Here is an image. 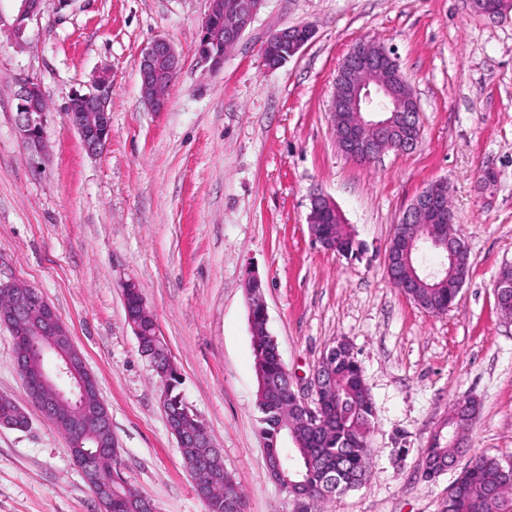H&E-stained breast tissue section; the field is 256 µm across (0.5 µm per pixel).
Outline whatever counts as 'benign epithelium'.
Returning a JSON list of instances; mask_svg holds the SVG:
<instances>
[{"mask_svg": "<svg viewBox=\"0 0 512 512\" xmlns=\"http://www.w3.org/2000/svg\"><path fill=\"white\" fill-rule=\"evenodd\" d=\"M208 10L196 47L198 63L210 71L224 65V54L234 47L252 25L262 0H207ZM41 0H0V32H7L14 45L23 47L29 23L39 14ZM314 35L306 25L271 31L261 50L263 66L275 70L283 62L275 60L273 44L288 46V55H295ZM182 69V56L165 38L153 40L142 52L139 63L141 95L154 112L166 111L167 90ZM112 80L102 75L94 88L70 99L65 113L77 130L85 149L96 154L103 150L111 137L109 110ZM16 132L24 149L33 156L44 154L43 130L47 115L42 111L43 94L30 80L18 82ZM331 115L350 114L353 121L336 128L339 150L357 163L366 165L388 150L408 153L418 146L421 134L414 132L419 109L412 88L405 83L397 58L381 45L369 42L356 44L338 67ZM448 195L445 183L424 188L404 212L399 222L400 237L405 239L400 251L387 252L386 273L396 283L395 270L409 257V251L419 247L439 250L453 264L469 251V244L448 231V211L442 201ZM336 213V204L317 193L310 199L309 226L313 239L332 252L335 247L321 233L320 217ZM424 223L430 231L427 237L407 233V225ZM135 336L147 335L146 327L154 329L156 341L138 349L150 366L161 374H169L176 365L160 335L157 322L147 312L128 318ZM0 325L7 326L14 337L23 341L14 353V362L25 379L36 374L34 403L45 420L56 430L70 434L77 444L70 445L74 465L92 489L101 512H109L112 481L117 479L112 460L120 455L112 435V414L99 395L96 378L88 369L85 358L75 346L68 326L54 308L33 286L18 282H0ZM53 357L50 369L33 371L42 353ZM328 365L321 361L313 370L310 387L312 400L288 388V409L300 421L312 428L323 425V391L327 388ZM170 393L163 391L160 403L167 426L181 448H208L210 452L196 458L190 474L198 496L209 502L216 493L213 476L224 467L223 456L215 447L203 424L185 426L180 414L168 409Z\"/></svg>", "mask_w": 512, "mask_h": 512, "instance_id": "benign-epithelium-1", "label": "benign epithelium"}]
</instances>
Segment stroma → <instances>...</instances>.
<instances>
[{
    "instance_id": "stroma-1",
    "label": "stroma",
    "mask_w": 512,
    "mask_h": 512,
    "mask_svg": "<svg viewBox=\"0 0 512 512\" xmlns=\"http://www.w3.org/2000/svg\"><path fill=\"white\" fill-rule=\"evenodd\" d=\"M206 0H42L25 48L0 34V281L35 286L69 327L112 414L121 471L158 512H206L160 406L161 384L127 322L136 280L179 368L185 400L209 430L247 512H301L270 476L256 410L249 300L255 272L267 330L295 386L347 339L373 396L364 483L319 512H443L447 470L425 478L423 450L453 403L475 397L470 453L512 460V316L494 285L512 265V11L470 0H263L211 72L195 48ZM313 38L280 68L261 63L270 31ZM171 41L183 68L169 107L150 111L142 48ZM372 41L393 50L420 109L416 150L369 165L336 146L329 115L339 64ZM112 75V131L89 154L65 106ZM38 83L47 152L33 163L15 131L17 78ZM494 169L493 185L480 183ZM444 180L471 274L431 314L385 272L393 228ZM332 198L356 241L348 260L312 241L310 197ZM0 393L28 416L0 427V512H99L66 437L31 401L0 325Z\"/></svg>"
}]
</instances>
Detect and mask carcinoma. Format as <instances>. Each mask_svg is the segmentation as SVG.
Returning <instances> with one entry per match:
<instances>
[{"label":"carcinoma","mask_w":512,"mask_h":512,"mask_svg":"<svg viewBox=\"0 0 512 512\" xmlns=\"http://www.w3.org/2000/svg\"><path fill=\"white\" fill-rule=\"evenodd\" d=\"M325 234L336 241V253L353 257L362 245L331 217L325 218ZM411 300L429 312L442 314L453 305L456 294L443 283L437 288L414 285L408 290ZM256 369L267 375L273 387L258 391L256 407L260 432L266 443V457L285 460L289 483L283 489L308 496L307 512L330 496L343 495L365 480L371 448L368 434L374 423V402L364 381L361 365L348 344H333L336 354L329 359L331 383L325 401L324 427L315 432L300 424L282 404L288 386V371L282 361L268 352L271 339L261 312L250 321ZM294 444L293 454L279 447L282 435ZM460 449L449 437L433 434L425 448V461L434 466L459 455ZM509 466L498 458L475 454L448 486L445 512H512V476ZM112 512H131L129 503L143 495L126 483L113 484Z\"/></svg>","instance_id":"carcinoma-1"}]
</instances>
